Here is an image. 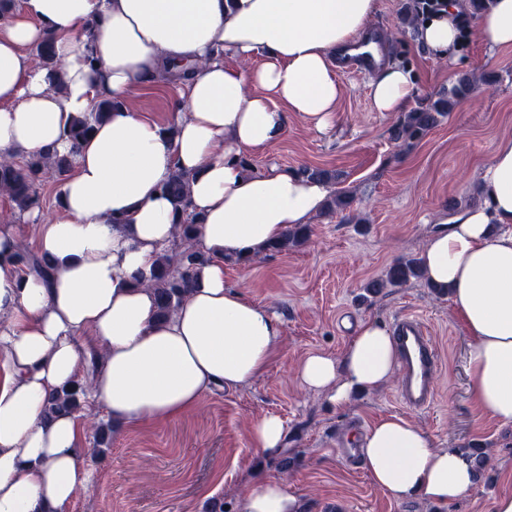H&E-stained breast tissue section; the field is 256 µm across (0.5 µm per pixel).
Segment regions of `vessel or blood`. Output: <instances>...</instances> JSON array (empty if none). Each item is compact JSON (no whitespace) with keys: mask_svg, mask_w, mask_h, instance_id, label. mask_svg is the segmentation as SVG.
Here are the masks:
<instances>
[{"mask_svg":"<svg viewBox=\"0 0 512 512\" xmlns=\"http://www.w3.org/2000/svg\"><path fill=\"white\" fill-rule=\"evenodd\" d=\"M380 63V58L371 54H344L338 58L339 69L346 75L378 69ZM391 334L400 355V403L410 409L432 405L439 355L430 331L420 317L405 314L393 320Z\"/></svg>","mask_w":512,"mask_h":512,"instance_id":"1","label":"vessel or blood"}]
</instances>
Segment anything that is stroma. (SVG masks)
<instances>
[{
    "label": "stroma",
    "mask_w": 512,
    "mask_h": 512,
    "mask_svg": "<svg viewBox=\"0 0 512 512\" xmlns=\"http://www.w3.org/2000/svg\"><path fill=\"white\" fill-rule=\"evenodd\" d=\"M402 0H377L372 27L386 32L392 64L413 68L418 98L436 95L462 74L487 73L421 140L390 138L400 119L371 105V76L341 78L342 98L329 130L289 118L281 140L250 154L254 171L277 165L336 171L329 190L352 199L346 211L315 214L310 236L285 253L265 252L224 263L225 285L248 293L281 322L278 354L268 372L237 389L205 395L183 416L118 428L98 453V412L83 423L95 480L80 489L68 512H240L256 479L282 481L297 512H491L512 492V426L480 418L467 372L468 339L448 297L421 279L364 295L365 284L403 257H420L440 222L483 204L477 183L500 140L512 137V48L488 50L467 38L454 62L436 59L404 30ZM413 313L429 326L441 358L436 397L425 410H406L398 383L359 396L339 409L305 390L295 377L309 354L341 356L357 324H391ZM285 424L283 446L268 455L253 448L250 430L266 414ZM407 415L438 448L491 449L493 466L460 500L399 502L376 487L364 466L344 464L330 442L351 419L371 427L378 418Z\"/></svg>",
    "instance_id": "obj_1"
}]
</instances>
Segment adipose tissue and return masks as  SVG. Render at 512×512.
I'll use <instances>...</instances> for the list:
<instances>
[{"label":"adipose tissue","mask_w":512,"mask_h":512,"mask_svg":"<svg viewBox=\"0 0 512 512\" xmlns=\"http://www.w3.org/2000/svg\"><path fill=\"white\" fill-rule=\"evenodd\" d=\"M458 0L427 17L419 39L445 58L460 41ZM375 0H21L0 21V156L72 149L73 119L96 99L117 106L76 148L59 188L58 213L41 225L49 279L22 276L14 237L0 232V512H66L93 473L78 414H44L50 393L92 375L85 398L116 426L169 421L216 390L263 376L281 324L240 290L225 287L224 260L265 252L322 210L325 183L285 168L244 170L241 155L265 150L289 116L319 129L342 96L333 58L364 34ZM54 36L55 65L29 53ZM486 48L512 46V0H492L475 19ZM95 57L90 69L87 57ZM258 66H236L241 57ZM190 64L170 104L176 136L132 105L135 93ZM254 93H247V86ZM417 94L411 71L388 65L370 84L375 111H405ZM192 174L198 242L213 260L169 319L156 316L150 275L172 241L175 219L162 186ZM483 205L458 211L427 240L424 278L446 293L465 324L474 400L482 417L512 426V139L484 168ZM126 226L113 228L112 219ZM99 363H92V356ZM389 330L366 320L342 358L316 352L297 368L300 385L342 408L394 375ZM372 482L396 500L449 503L475 483L472 461L437 448L411 420L390 415L361 437ZM275 480L256 485L245 512H296Z\"/></svg>","instance_id":"1"}]
</instances>
